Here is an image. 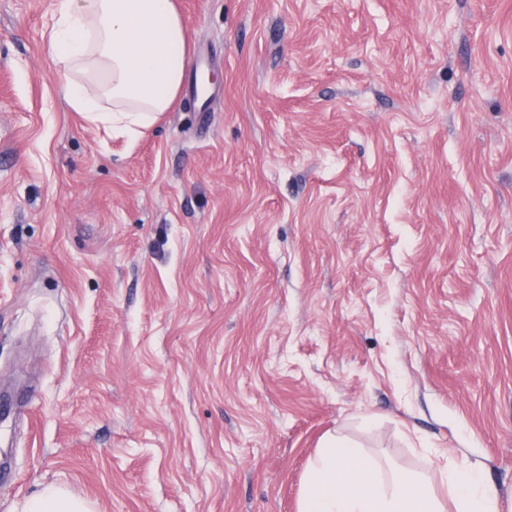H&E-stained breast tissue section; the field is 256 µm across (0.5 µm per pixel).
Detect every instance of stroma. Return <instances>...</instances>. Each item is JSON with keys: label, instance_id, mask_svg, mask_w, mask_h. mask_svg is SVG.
<instances>
[{"label": "stroma", "instance_id": "1", "mask_svg": "<svg viewBox=\"0 0 512 512\" xmlns=\"http://www.w3.org/2000/svg\"><path fill=\"white\" fill-rule=\"evenodd\" d=\"M137 133L0 0V512H299L332 439L512 512V0H178ZM456 512H496V493L483 476L471 468L445 474Z\"/></svg>", "mask_w": 512, "mask_h": 512}]
</instances>
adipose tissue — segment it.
I'll return each mask as SVG.
<instances>
[{
	"label": "adipose tissue",
	"instance_id": "adipose-tissue-1",
	"mask_svg": "<svg viewBox=\"0 0 512 512\" xmlns=\"http://www.w3.org/2000/svg\"><path fill=\"white\" fill-rule=\"evenodd\" d=\"M47 52L69 106L94 123L142 126L178 102L190 45L176 0H55ZM445 480L456 512H496V493L470 468ZM301 512H445L418 473L386 468L329 443L304 487Z\"/></svg>",
	"mask_w": 512,
	"mask_h": 512
}]
</instances>
